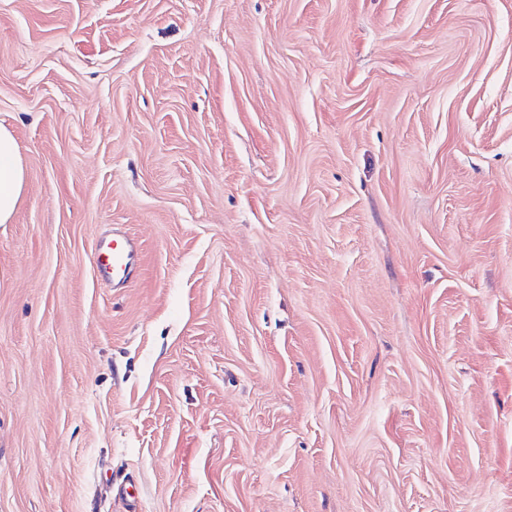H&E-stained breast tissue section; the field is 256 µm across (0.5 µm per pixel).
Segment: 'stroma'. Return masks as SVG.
<instances>
[{
  "mask_svg": "<svg viewBox=\"0 0 512 512\" xmlns=\"http://www.w3.org/2000/svg\"><path fill=\"white\" fill-rule=\"evenodd\" d=\"M0 126V512H512V0H0ZM25 186V169L18 144L10 131L0 127V224L12 220ZM139 262V248L134 239L113 235L101 240L94 254L96 276L103 282H126Z\"/></svg>",
  "mask_w": 512,
  "mask_h": 512,
  "instance_id": "35a3bbf8",
  "label": "stroma"
}]
</instances>
